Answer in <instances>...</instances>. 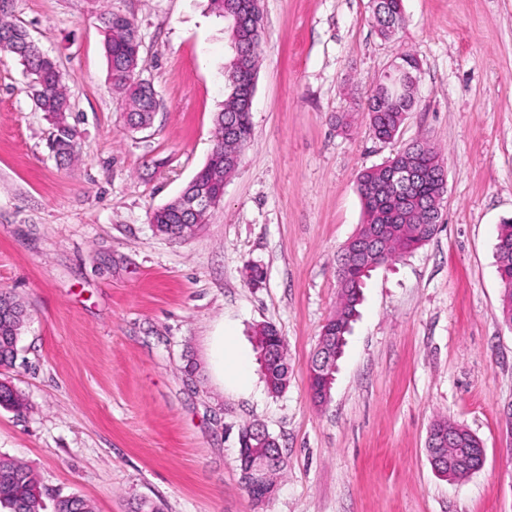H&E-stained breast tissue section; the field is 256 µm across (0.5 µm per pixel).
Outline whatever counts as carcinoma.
I'll return each instance as SVG.
<instances>
[{"label":"carcinoma","instance_id":"1","mask_svg":"<svg viewBox=\"0 0 512 512\" xmlns=\"http://www.w3.org/2000/svg\"><path fill=\"white\" fill-rule=\"evenodd\" d=\"M212 12L224 18L234 53L224 70L225 100L215 119L214 136L229 133L231 138L214 143L204 166L196 172L181 194L155 209L150 222L155 230L173 238L188 236L193 220L187 211L189 203L203 193L214 195L222 183L237 170L242 150L252 138L251 109L246 98L255 93V79L264 31L262 0H208ZM13 0H0V51L16 56L32 77V97L36 107L53 122L49 148L55 158L70 161L77 156V133L69 122L72 103L56 61L45 54L27 30L13 22ZM373 21L379 32L388 36L402 22V0H375ZM108 79L112 88L124 97L128 122L132 129L151 125L160 107L153 85L137 76L142 42L134 18L106 11L101 14ZM392 72H387L375 94L368 98L369 125L375 139L390 142L399 133L406 113L413 107L410 90L399 96L391 91ZM391 161L414 164L422 173L413 195L404 205L390 202L383 206L375 198L383 172L377 168L359 176L358 193L362 200L366 223L343 248L338 259L337 279L341 301L328 326L336 327V341L328 342L334 357L342 354L345 334L357 315L361 288L370 271L411 253L433 239L442 217L437 203L440 189L434 180L444 165L438 152L428 146L412 144L397 152ZM498 272L512 275V220L500 225L496 243ZM0 305L11 314L0 316V358L9 364L14 345L24 326L26 312L10 293L0 290ZM267 389L279 394L286 387L288 368L282 366L264 374ZM4 394L0 404L20 410L21 394L0 384ZM435 431L452 432L459 447L475 448L473 435L465 428L439 420ZM250 434L246 448L257 449L256 458L266 460V471L279 473L282 460L276 450L250 426L242 428ZM54 512H92V507L76 495L53 497ZM43 491L31 470L21 461L0 455V512H42Z\"/></svg>","mask_w":512,"mask_h":512}]
</instances>
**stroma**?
Masks as SVG:
<instances>
[{"label": "stroma", "instance_id": "stroma-1", "mask_svg": "<svg viewBox=\"0 0 512 512\" xmlns=\"http://www.w3.org/2000/svg\"><path fill=\"white\" fill-rule=\"evenodd\" d=\"M391 37L371 0H263L253 136L224 200L190 236L150 213L180 194L214 146L233 54L207 0H15L14 19L53 56L79 153L60 164L18 59L0 52V290L26 309L0 383V454L94 512H258L237 462L263 425L285 467L259 512H512V326L495 245L512 218V0H403ZM134 17L140 76L160 107L133 131L107 76L100 15ZM420 64L393 143L373 138L368 95L403 54ZM423 142L447 193L436 236L366 279L331 397L309 373L337 301V259L364 222L360 174ZM262 267L250 285L246 263ZM276 326L290 381L262 370L223 385L213 336L254 350ZM445 418L485 449L440 477L426 454Z\"/></svg>", "mask_w": 512, "mask_h": 512}]
</instances>
